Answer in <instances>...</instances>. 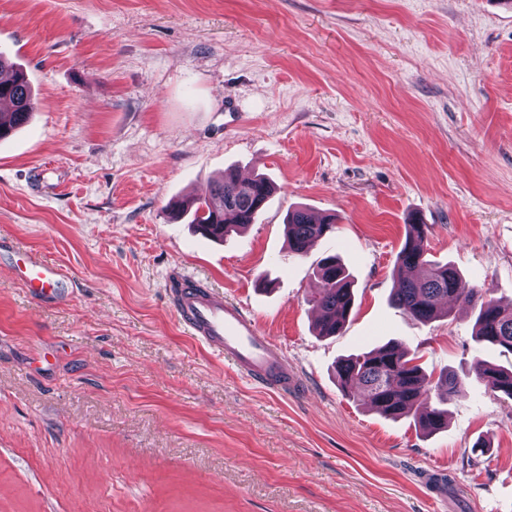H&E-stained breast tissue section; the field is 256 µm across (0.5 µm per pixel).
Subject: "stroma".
Wrapping results in <instances>:
<instances>
[{"instance_id":"1","label":"stroma","mask_w":512,"mask_h":512,"mask_svg":"<svg viewBox=\"0 0 512 512\" xmlns=\"http://www.w3.org/2000/svg\"><path fill=\"white\" fill-rule=\"evenodd\" d=\"M36 108L0 141V237L59 266L37 299L0 252V512H512V400L477 380L476 312L390 296L405 224L512 305V0H0ZM270 178L216 242L168 203ZM297 206L336 228L289 256ZM354 311L316 335L318 261ZM223 292L300 379L250 382L180 325L168 275ZM391 341L463 394L389 418L336 366Z\"/></svg>"}]
</instances>
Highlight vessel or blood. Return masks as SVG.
I'll use <instances>...</instances> for the list:
<instances>
[{
	"label": "vessel or blood",
	"mask_w": 512,
	"mask_h": 512,
	"mask_svg": "<svg viewBox=\"0 0 512 512\" xmlns=\"http://www.w3.org/2000/svg\"><path fill=\"white\" fill-rule=\"evenodd\" d=\"M13 268L39 298L55 294L63 278L56 265L28 250L14 256ZM178 283L171 291L172 302L180 322L193 336L213 352L229 357L251 382L284 393L296 388L298 379L282 350L259 335L255 322L242 308L200 287L192 277L179 276Z\"/></svg>",
	"instance_id": "b4317fda"
}]
</instances>
